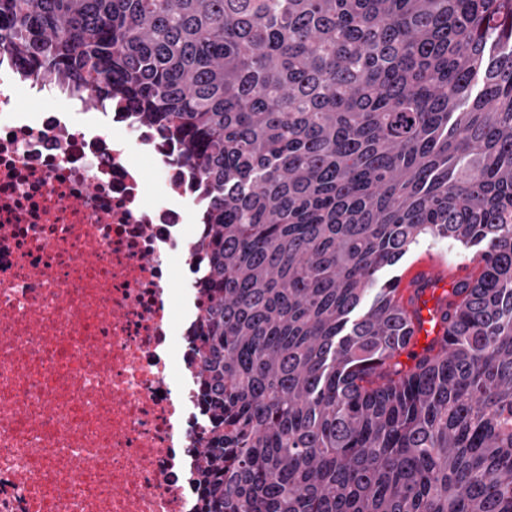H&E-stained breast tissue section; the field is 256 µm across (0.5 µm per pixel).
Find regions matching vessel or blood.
Returning <instances> with one entry per match:
<instances>
[{
  "label": "vessel or blood",
  "mask_w": 512,
  "mask_h": 512,
  "mask_svg": "<svg viewBox=\"0 0 512 512\" xmlns=\"http://www.w3.org/2000/svg\"><path fill=\"white\" fill-rule=\"evenodd\" d=\"M473 271L474 267L470 264L454 270L448 269L446 263L435 256L422 258L413 265L403 285L419 292L417 304L421 309L423 333L431 331L436 317L437 298L442 297L453 282L469 278Z\"/></svg>",
  "instance_id": "vessel-or-blood-1"
}]
</instances>
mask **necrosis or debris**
<instances>
[{"instance_id":"obj_1","label":"necrosis or debris","mask_w":512,"mask_h":512,"mask_svg":"<svg viewBox=\"0 0 512 512\" xmlns=\"http://www.w3.org/2000/svg\"><path fill=\"white\" fill-rule=\"evenodd\" d=\"M0 58V512H197L195 176Z\"/></svg>"}]
</instances>
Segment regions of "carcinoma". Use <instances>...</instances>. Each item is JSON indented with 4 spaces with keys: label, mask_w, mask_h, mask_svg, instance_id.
Returning a JSON list of instances; mask_svg holds the SVG:
<instances>
[{
    "label": "carcinoma",
    "mask_w": 512,
    "mask_h": 512,
    "mask_svg": "<svg viewBox=\"0 0 512 512\" xmlns=\"http://www.w3.org/2000/svg\"><path fill=\"white\" fill-rule=\"evenodd\" d=\"M206 196L203 512H512V0H0ZM473 252L441 336L380 273Z\"/></svg>",
    "instance_id": "cac0c4a2"
}]
</instances>
